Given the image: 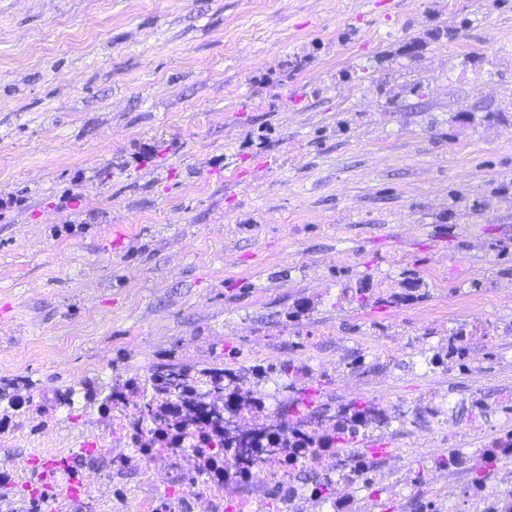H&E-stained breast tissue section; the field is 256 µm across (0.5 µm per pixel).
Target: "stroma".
Segmentation results:
<instances>
[{"instance_id":"35a3bbf8","label":"stroma","mask_w":512,"mask_h":512,"mask_svg":"<svg viewBox=\"0 0 512 512\" xmlns=\"http://www.w3.org/2000/svg\"><path fill=\"white\" fill-rule=\"evenodd\" d=\"M357 358L341 401L450 380L441 453L512 430V0H0V379Z\"/></svg>"}]
</instances>
